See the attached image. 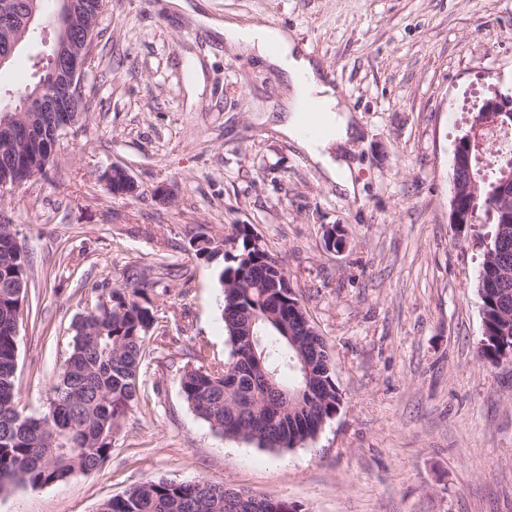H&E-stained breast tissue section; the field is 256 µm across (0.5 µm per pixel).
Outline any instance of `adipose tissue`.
<instances>
[{"instance_id": "adipose-tissue-1", "label": "adipose tissue", "mask_w": 512, "mask_h": 512, "mask_svg": "<svg viewBox=\"0 0 512 512\" xmlns=\"http://www.w3.org/2000/svg\"><path fill=\"white\" fill-rule=\"evenodd\" d=\"M206 25L223 35L228 44L260 58L283 75L290 88L284 103L287 118L283 132L323 169L337 189L355 193L357 184L344 148L356 135L357 118L343 105L339 90L295 35L264 23L233 19H210ZM310 108L317 109L321 118V133L314 139L303 135L298 125L300 112Z\"/></svg>"}]
</instances>
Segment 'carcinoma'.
<instances>
[{
	"label": "carcinoma",
	"instance_id": "1",
	"mask_svg": "<svg viewBox=\"0 0 512 512\" xmlns=\"http://www.w3.org/2000/svg\"><path fill=\"white\" fill-rule=\"evenodd\" d=\"M83 26L98 19L106 0H78ZM30 27L17 18L22 43L34 37L43 10L35 4ZM55 74L52 63L39 83L13 92L16 104L0 106L14 117V130L0 131V181L22 173L43 176L50 160L43 142L25 131L31 116L29 97ZM76 127L89 107L74 97ZM512 170V157L493 168L476 195L464 194L458 206L481 223L493 221L477 276L483 315L480 358L496 367L512 354V202L489 195L501 169ZM248 226L235 227L236 253L221 251L216 238L201 233L195 256H224L218 270L224 291L222 318L231 344L224 361H208L204 344L193 348L199 366L183 371L180 392L190 409L217 434L253 442L260 448L291 449L313 440L336 415L341 394L323 338L313 331L299 298L275 287L282 263L268 250L249 249ZM250 255L249 265L236 261ZM28 256L11 220L0 216V496L18 486L43 487L95 471L112 452V427L119 409L138 398L137 380L145 366L146 344L156 330L148 300V283L114 288L85 310L76 323L71 353L52 387L43 414L27 417L17 410V322L22 320L28 288ZM99 512H300L294 503L275 505L241 497L226 488L216 498L201 480H147L103 502Z\"/></svg>",
	"mask_w": 512,
	"mask_h": 512
}]
</instances>
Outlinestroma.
Here are the masks:
<instances>
[{"label": "stroma", "mask_w": 512, "mask_h": 512, "mask_svg": "<svg viewBox=\"0 0 512 512\" xmlns=\"http://www.w3.org/2000/svg\"><path fill=\"white\" fill-rule=\"evenodd\" d=\"M209 17L295 32L358 117L339 192L278 128L279 72L168 0H107L83 80L92 104L46 176L0 200L28 251L17 408L42 414L74 323L99 293L153 281L157 322L138 401L91 474L0 496V512H98L151 478L204 479L303 512H512V364L478 356L481 226L449 222L455 145L476 104L512 95V0H189ZM40 40L0 69V98L35 83ZM202 80H195L193 63ZM120 166L138 186L110 194ZM174 192L171 204L153 196ZM248 225L288 271L323 336L342 395L318 436L275 451L224 438L188 407L179 378L195 342L230 352L205 232ZM345 231L327 250L326 225Z\"/></svg>", "instance_id": "35a3bbf8"}]
</instances>
